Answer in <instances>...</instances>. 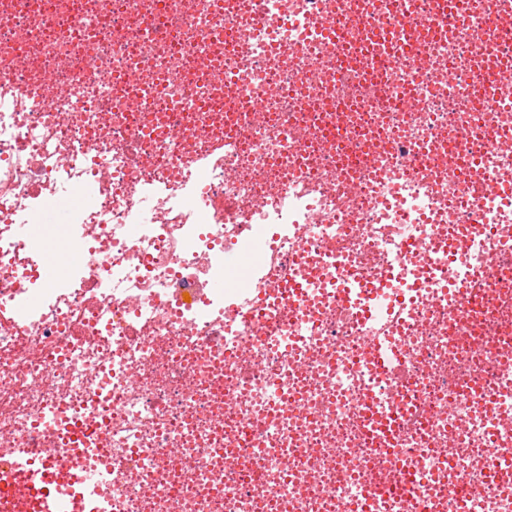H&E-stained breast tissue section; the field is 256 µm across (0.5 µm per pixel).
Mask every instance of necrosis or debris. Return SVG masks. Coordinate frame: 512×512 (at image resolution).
<instances>
[{"label":"necrosis or debris","mask_w":512,"mask_h":512,"mask_svg":"<svg viewBox=\"0 0 512 512\" xmlns=\"http://www.w3.org/2000/svg\"><path fill=\"white\" fill-rule=\"evenodd\" d=\"M356 2L0 0V461L84 449L110 512H512L505 0ZM81 203V197L62 195L51 200L45 209L47 221L50 224H69L71 212Z\"/></svg>","instance_id":"necrosis-or-debris-1"}]
</instances>
